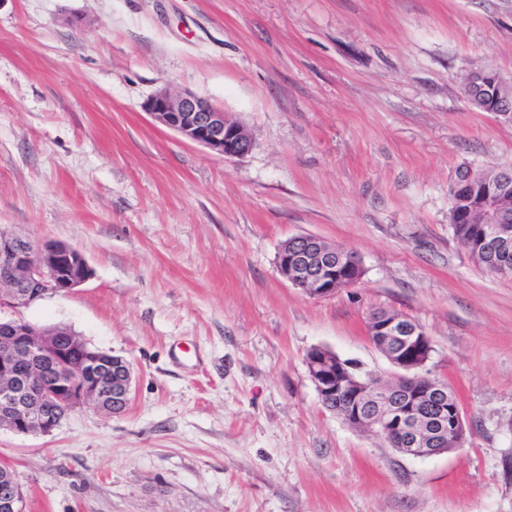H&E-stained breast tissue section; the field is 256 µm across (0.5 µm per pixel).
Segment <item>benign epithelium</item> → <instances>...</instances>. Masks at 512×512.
I'll return each instance as SVG.
<instances>
[{
  "label": "benign epithelium",
  "instance_id": "obj_1",
  "mask_svg": "<svg viewBox=\"0 0 512 512\" xmlns=\"http://www.w3.org/2000/svg\"><path fill=\"white\" fill-rule=\"evenodd\" d=\"M471 98L503 123H512V77L468 71ZM145 110L164 126L206 146L226 159L249 154L254 142L244 126L223 110L191 93L160 90ZM451 224H491L493 234L480 244L502 264L512 255V169L493 179L465 166L449 189ZM281 274L307 296L325 298L359 283L361 262L322 246V238L300 235L285 241L277 254ZM92 276L84 255L58 241L34 243L0 231V428L15 434L50 435L67 412L89 404L120 414L132 392V370L123 357L90 346L78 336L68 347L22 317V310L48 294L69 293ZM368 333L387 360L404 371L383 385L358 374L335 353L317 347L306 356L321 405L330 412L342 394L344 421L360 432L391 435L401 452L429 458L450 451L448 438L461 444L466 427L461 410L448 418L457 395L428 367L433 346L415 321L387 312L371 314ZM0 512H27V497L14 472L0 467Z\"/></svg>",
  "mask_w": 512,
  "mask_h": 512
}]
</instances>
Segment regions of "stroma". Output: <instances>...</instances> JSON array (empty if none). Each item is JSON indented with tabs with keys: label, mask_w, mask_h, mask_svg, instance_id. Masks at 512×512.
<instances>
[{
	"label": "stroma",
	"mask_w": 512,
	"mask_h": 512,
	"mask_svg": "<svg viewBox=\"0 0 512 512\" xmlns=\"http://www.w3.org/2000/svg\"><path fill=\"white\" fill-rule=\"evenodd\" d=\"M512 76V0H0V229L93 275L25 310L130 361L127 410L0 429L29 512H512V277L448 221L460 167L512 165L467 69ZM190 92L250 132L227 160L144 111ZM305 234L364 274L312 298ZM398 312L458 395L461 448L398 452L321 405L309 350L391 381ZM315 235H300L285 241L277 254L281 274L307 296L325 298L341 288L359 283L361 262L355 255L350 260L336 254V247L322 246Z\"/></svg>",
	"instance_id": "1"
}]
</instances>
